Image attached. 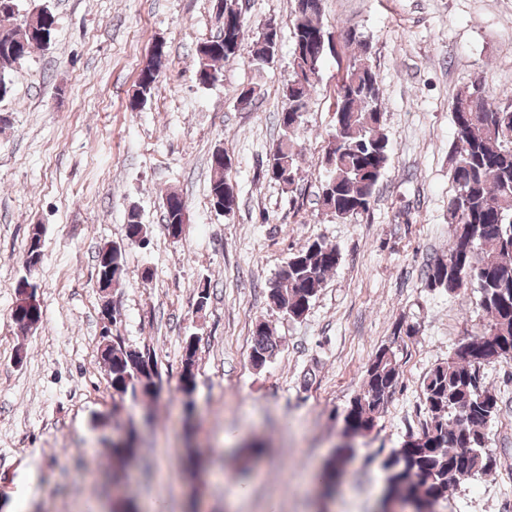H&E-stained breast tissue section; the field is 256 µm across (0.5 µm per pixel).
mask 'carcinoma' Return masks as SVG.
<instances>
[{
  "mask_svg": "<svg viewBox=\"0 0 512 512\" xmlns=\"http://www.w3.org/2000/svg\"><path fill=\"white\" fill-rule=\"evenodd\" d=\"M236 0H224L228 23L224 34L200 42L196 48L195 74L202 85L218 79L220 62L242 61L261 68L276 50L280 34L269 23L247 36L248 27L233 11ZM19 12V0H0V97L10 87L5 74L42 42H53L57 19L49 12L39 19V35L30 25L11 26L6 21ZM323 0H293L290 31L291 73L282 85L281 135L267 159L265 175L285 189L300 178L304 113L317 92L319 70L328 57L336 55L337 43L357 46L358 54L346 68L338 69L333 91V131L325 140L322 164L326 177L319 194L321 211L344 220L370 210L389 163L391 144L385 132V112L380 103V79L371 64V44L355 28L332 32L323 26ZM164 61L150 59L141 70V80L129 101V109L143 104L158 88ZM455 149L452 155L453 193L448 198V223L454 226L447 254L430 262L425 271L426 286L460 293L469 287L479 293V307L485 323L481 334L461 343L448 360L435 364L422 382L425 420L421 433L411 435L401 447L383 460L393 468L389 493L408 502L412 512H434L448 499V491L463 479L486 475L496 466L488 449V427L498 413L497 396L484 388L480 370L496 362L512 361V105L493 101L481 76L460 90L451 104ZM210 158V204L229 216L237 207V195L227 183V166ZM169 206L163 209L165 229L184 226L187 204L183 196L167 193ZM148 235L147 225L132 209L127 214L125 236ZM340 252L322 239L307 242L294 253L269 283L268 297L280 311L301 318L309 310L325 276L336 270ZM125 274L124 249L103 246L96 259V279L104 288L118 287ZM278 347L265 323L254 330L250 361L261 367L271 361ZM100 360L107 367L112 392L125 395L141 390L147 397L159 395L154 373L147 363H157L155 353L131 348L119 341L105 349ZM400 378L395 352L379 349L370 360L362 393L348 406L343 435L347 440L324 465L318 476L325 490L333 488L336 476L353 455V436L374 427L389 395ZM181 391L191 396L196 385V346L187 340L181 357ZM139 437L121 438L110 445L112 464L125 469L139 455ZM182 467L191 478L205 468L197 449L187 448Z\"/></svg>",
  "mask_w": 512,
  "mask_h": 512,
  "instance_id": "cac0c4a2",
  "label": "carcinoma"
}]
</instances>
